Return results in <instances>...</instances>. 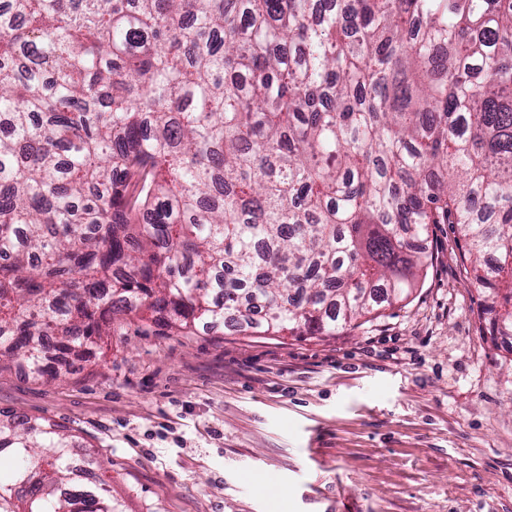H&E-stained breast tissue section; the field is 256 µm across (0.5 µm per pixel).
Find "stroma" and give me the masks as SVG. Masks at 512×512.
<instances>
[{"mask_svg":"<svg viewBox=\"0 0 512 512\" xmlns=\"http://www.w3.org/2000/svg\"><path fill=\"white\" fill-rule=\"evenodd\" d=\"M454 225L423 284L333 336H112L0 411L73 435L120 512H512V337Z\"/></svg>","mask_w":512,"mask_h":512,"instance_id":"1","label":"stroma"}]
</instances>
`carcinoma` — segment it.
Segmentation results:
<instances>
[{
  "label": "carcinoma",
  "instance_id": "obj_1",
  "mask_svg": "<svg viewBox=\"0 0 512 512\" xmlns=\"http://www.w3.org/2000/svg\"><path fill=\"white\" fill-rule=\"evenodd\" d=\"M0 365L133 324L334 336L454 224L512 336V0H5ZM0 419V512H116Z\"/></svg>",
  "mask_w": 512,
  "mask_h": 512
}]
</instances>
